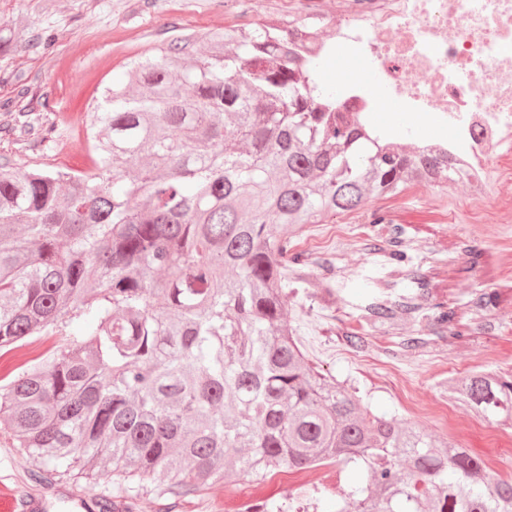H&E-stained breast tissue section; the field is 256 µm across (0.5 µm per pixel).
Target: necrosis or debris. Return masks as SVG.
Wrapping results in <instances>:
<instances>
[{
    "instance_id": "4bbe7bcc",
    "label": "necrosis or debris",
    "mask_w": 512,
    "mask_h": 512,
    "mask_svg": "<svg viewBox=\"0 0 512 512\" xmlns=\"http://www.w3.org/2000/svg\"><path fill=\"white\" fill-rule=\"evenodd\" d=\"M302 55L372 71L346 75L335 105L386 144L448 155L468 198H489L512 157V0H336L300 6ZM386 102L393 117L380 114Z\"/></svg>"
}]
</instances>
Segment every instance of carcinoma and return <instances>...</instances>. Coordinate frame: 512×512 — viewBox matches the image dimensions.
I'll use <instances>...</instances> for the list:
<instances>
[{
  "label": "carcinoma",
  "mask_w": 512,
  "mask_h": 512,
  "mask_svg": "<svg viewBox=\"0 0 512 512\" xmlns=\"http://www.w3.org/2000/svg\"><path fill=\"white\" fill-rule=\"evenodd\" d=\"M288 26L226 29L130 63L91 113L95 170L0 166V351L60 342L0 374V426L60 476H112L88 512L187 496L234 469L350 466L336 512H512V477L424 428L374 414L315 369L288 320L290 240L420 178L437 159L383 147L330 110ZM419 294L372 323L417 318ZM448 399L512 423V374Z\"/></svg>",
  "instance_id": "cac0c4a2"
}]
</instances>
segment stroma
<instances>
[{
  "mask_svg": "<svg viewBox=\"0 0 512 512\" xmlns=\"http://www.w3.org/2000/svg\"><path fill=\"white\" fill-rule=\"evenodd\" d=\"M271 7H230L227 0H0V165L28 171L48 165L87 172L95 167L86 113L104 110L105 91L123 78L132 59L154 56L170 42L199 41L213 32L252 27ZM25 112L28 123L9 121ZM55 124L53 141L39 129ZM494 197L476 205L462 188H409L373 199L361 213L328 219L319 234L297 241L295 253L314 261L332 289L288 288V318L311 364L357 389L373 409L424 427L432 437L498 456L501 475L512 474V426L449 407L440 386L465 377L473 360L512 373V223H497L496 202L512 200V161L503 163ZM385 212L388 223L372 214ZM405 254L391 260L392 251ZM425 287L427 310L396 329L365 323L372 297L397 298ZM492 293L496 307L477 313L470 300ZM455 308L461 335L438 327L432 305ZM365 340L352 348L350 336ZM426 344L404 348L406 337ZM316 488L298 490L296 471L279 469L264 483L232 475L223 484L174 499L141 494L138 512H220L225 491L260 501L316 499L318 512H336L350 468L320 469ZM0 433V497L28 496L38 512H85L84 501L108 491L110 477H52Z\"/></svg>",
  "mask_w": 512,
  "mask_h": 512,
  "instance_id": "1",
  "label": "stroma"
}]
</instances>
